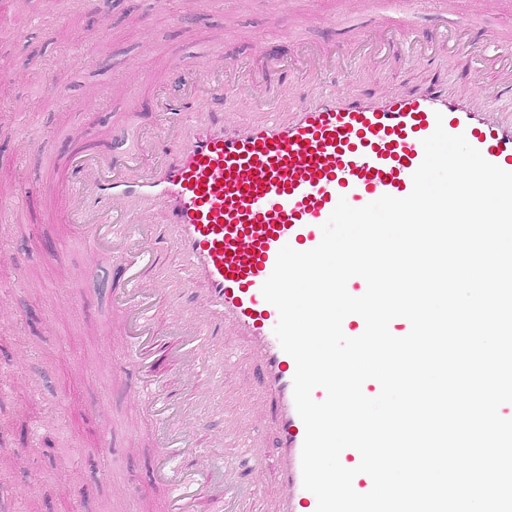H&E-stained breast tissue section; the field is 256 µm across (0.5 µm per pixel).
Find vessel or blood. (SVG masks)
Wrapping results in <instances>:
<instances>
[{"label":"vessel or blood","instance_id":"b4317fda","mask_svg":"<svg viewBox=\"0 0 512 512\" xmlns=\"http://www.w3.org/2000/svg\"><path fill=\"white\" fill-rule=\"evenodd\" d=\"M238 85L231 70H182L176 92L158 99L167 115L164 130H129L156 155L151 169H142L138 154L83 146L68 155L58 186L67 197V222L84 229L85 249L119 266L113 304L142 348L155 336L150 308L156 292L143 279V267L176 245L182 263L174 275L207 290L205 308L170 325L172 358L183 375H204L210 382L198 407L171 401L160 380L141 383L163 427L154 477L172 488L176 512H242L249 489L238 475L266 463L258 443L219 453L208 468L192 473L170 458L174 449L183 457L201 455L203 410L224 402L223 358L204 359L194 349L198 324L212 319L250 336L263 358L259 389L272 402L279 449L276 512H316L317 499L302 479L305 426L293 397L296 364L274 333L279 312L261 292L279 250L318 246L339 199L361 207L384 195L408 196L424 158L422 142L436 127L464 135L488 162L512 172V127L487 123L468 98L436 84L384 101L329 89L294 102L289 117L270 99L268 116L246 129H229L220 110ZM153 205L164 209L165 223H140L141 210Z\"/></svg>","mask_w":512,"mask_h":512}]
</instances>
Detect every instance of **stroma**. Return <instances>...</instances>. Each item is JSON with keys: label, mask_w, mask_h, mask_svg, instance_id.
Here are the masks:
<instances>
[{"label": "stroma", "mask_w": 512, "mask_h": 512, "mask_svg": "<svg viewBox=\"0 0 512 512\" xmlns=\"http://www.w3.org/2000/svg\"><path fill=\"white\" fill-rule=\"evenodd\" d=\"M176 16L156 0H111L106 15L88 11L58 13L48 27L28 24L44 0H31L17 17L15 33H0V87L12 89V105L35 114L38 135L19 125L0 127V173L17 184L36 186L21 200V222L0 241V373L13 388L0 396V449L26 452L24 466L0 490V512H18L35 498L41 512H142L154 505L171 512L170 491L154 481L156 425L134 384L136 349L125 343L111 309L114 272L86 271L93 258L80 245L83 229L62 220V202L50 175L77 146L87 126L129 145L122 126L132 99H139L136 121L152 129L159 117L154 100L182 65L216 72L247 68L274 51L288 74L273 83L274 93L292 101L297 93L316 98L322 79L301 64V49L344 57L346 79L339 90L388 95L419 87L441 76L450 87L469 92L477 107L494 119L512 123V78L504 72H479L478 60L447 49L444 17H475L468 35L477 49L498 53L512 63V0H408L406 12L386 20L371 14L367 0H177ZM222 55H214V46ZM108 58L90 64L87 49ZM59 77L61 97L46 95L48 77ZM176 254L147 273L164 290L152 314L164 334L174 314L189 313L203 301L195 285L168 282L165 271ZM224 389L227 395L252 394L242 428L266 447L276 438L269 406L258 398L259 362L246 339L224 336ZM84 472L86 479L69 495L56 490L61 465Z\"/></svg>", "instance_id": "35a3bbf8"}]
</instances>
